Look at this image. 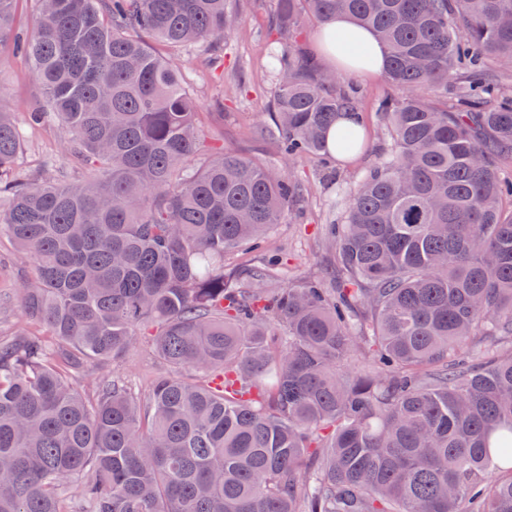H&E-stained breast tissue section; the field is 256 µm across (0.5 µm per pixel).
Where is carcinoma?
<instances>
[{"mask_svg":"<svg viewBox=\"0 0 512 512\" xmlns=\"http://www.w3.org/2000/svg\"><path fill=\"white\" fill-rule=\"evenodd\" d=\"M33 2L28 125L65 134L16 178L25 126L0 93V232L46 330L0 336V512H512V95L484 71L512 62V0H278V161L366 146L329 140L361 88L303 54V14L372 32L401 90L377 102L393 148L326 225L332 288L224 266L304 202L276 165L204 145L174 59L217 71L230 0ZM450 86L453 107L428 103ZM146 329L174 373L141 398L109 366ZM88 364L90 399L69 378Z\"/></svg>","mask_w":512,"mask_h":512,"instance_id":"cac0c4a2","label":"carcinoma"}]
</instances>
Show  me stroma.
<instances>
[{"label":"stroma","instance_id":"35a3bbf8","mask_svg":"<svg viewBox=\"0 0 512 512\" xmlns=\"http://www.w3.org/2000/svg\"><path fill=\"white\" fill-rule=\"evenodd\" d=\"M276 8L277 0H232L235 21L224 36L223 77L197 69L193 54H182L176 60L189 76L201 125L210 131L223 130L225 146L270 161L275 159L277 147L257 132L272 121L275 81L266 49L274 32ZM351 83L362 88L360 113L367 132L366 147L341 163L307 159L293 167L292 178L306 188V201L267 235L268 253L281 258L280 283L311 278L333 285L332 262L322 246L323 227L340 219L348 192L390 147L389 132L377 114V101L389 92V85L380 76L336 78L337 86ZM0 90L19 116L42 102L40 84L30 66L7 49L0 51ZM31 276V260L8 236L1 235L0 300L9 301L10 311L0 329L8 331L21 324L33 334H43V327L27 321L20 301L19 287ZM116 368L141 394L165 370L143 343L126 352Z\"/></svg>","mask_w":512,"mask_h":512}]
</instances>
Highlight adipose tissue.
Masks as SVG:
<instances>
[{
	"instance_id": "1",
	"label": "adipose tissue",
	"mask_w": 512,
	"mask_h": 512,
	"mask_svg": "<svg viewBox=\"0 0 512 512\" xmlns=\"http://www.w3.org/2000/svg\"><path fill=\"white\" fill-rule=\"evenodd\" d=\"M347 42L370 57L369 63L357 67L346 63L338 50L340 42ZM316 48L327 65L342 73L378 76L386 67V56L381 45L346 14L339 13L323 20L318 28Z\"/></svg>"
}]
</instances>
